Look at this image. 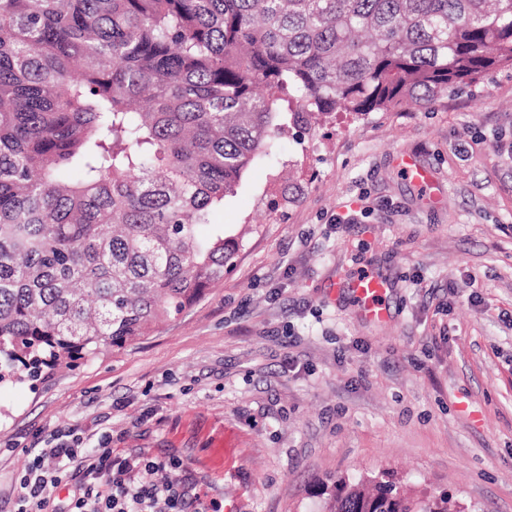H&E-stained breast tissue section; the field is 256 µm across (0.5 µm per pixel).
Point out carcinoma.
I'll return each instance as SVG.
<instances>
[{
	"label": "carcinoma",
	"instance_id": "obj_1",
	"mask_svg": "<svg viewBox=\"0 0 512 512\" xmlns=\"http://www.w3.org/2000/svg\"><path fill=\"white\" fill-rule=\"evenodd\" d=\"M512 70V0H0V382L121 347L224 279L198 234L279 130ZM326 512H450L391 475Z\"/></svg>",
	"mask_w": 512,
	"mask_h": 512
}]
</instances>
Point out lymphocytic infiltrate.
<instances>
[{"label": "lymphocytic infiltrate", "mask_w": 512, "mask_h": 512, "mask_svg": "<svg viewBox=\"0 0 512 512\" xmlns=\"http://www.w3.org/2000/svg\"><path fill=\"white\" fill-rule=\"evenodd\" d=\"M174 462L114 453L107 443L85 448L80 437L35 449L20 480L16 512H47L64 477L77 478L79 494L71 512H208L200 494L191 492ZM173 479L157 482L162 471Z\"/></svg>", "instance_id": "lymphocytic-infiltrate-1"}]
</instances>
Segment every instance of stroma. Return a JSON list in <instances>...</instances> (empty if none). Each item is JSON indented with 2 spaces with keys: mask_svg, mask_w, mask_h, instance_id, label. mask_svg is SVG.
<instances>
[{
  "mask_svg": "<svg viewBox=\"0 0 512 512\" xmlns=\"http://www.w3.org/2000/svg\"><path fill=\"white\" fill-rule=\"evenodd\" d=\"M215 224L236 255L189 311L0 385V512L31 449L73 428L182 462L222 512H322L319 482L383 470L420 500L512 512V73L427 111L285 125ZM362 269L393 282L386 321L329 294Z\"/></svg>",
  "mask_w": 512,
  "mask_h": 512,
  "instance_id": "1",
  "label": "stroma"
}]
</instances>
